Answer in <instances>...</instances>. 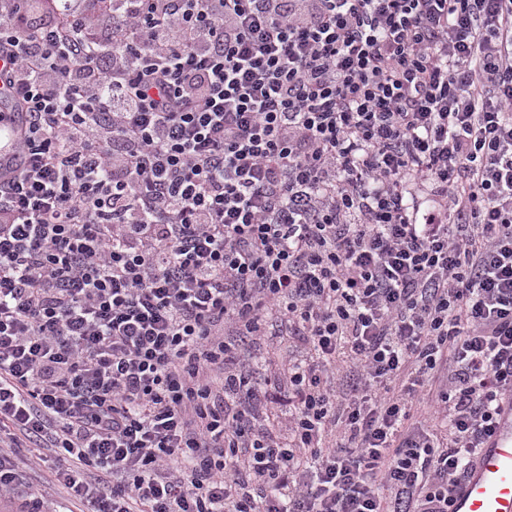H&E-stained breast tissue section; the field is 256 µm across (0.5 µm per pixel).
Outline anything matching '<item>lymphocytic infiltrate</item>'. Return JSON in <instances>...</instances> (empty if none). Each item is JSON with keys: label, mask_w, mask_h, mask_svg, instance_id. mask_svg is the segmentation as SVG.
Segmentation results:
<instances>
[{"label": "lymphocytic infiltrate", "mask_w": 512, "mask_h": 512, "mask_svg": "<svg viewBox=\"0 0 512 512\" xmlns=\"http://www.w3.org/2000/svg\"><path fill=\"white\" fill-rule=\"evenodd\" d=\"M14 112L0 496L26 448L86 512H448L512 395V0H0ZM278 346L282 351L288 350V338L282 340L281 343L278 342L272 344L267 336H263L258 338L255 343L252 344L251 355L255 362L256 377L263 378V376L266 374V360L269 358V356L272 355V352L276 351Z\"/></svg>", "instance_id": "1"}]
</instances>
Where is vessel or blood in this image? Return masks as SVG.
Wrapping results in <instances>:
<instances>
[{
	"label": "vessel or blood",
	"mask_w": 512,
	"mask_h": 512,
	"mask_svg": "<svg viewBox=\"0 0 512 512\" xmlns=\"http://www.w3.org/2000/svg\"><path fill=\"white\" fill-rule=\"evenodd\" d=\"M450 512H512V397L500 403L493 433L458 485Z\"/></svg>",
	"instance_id": "1"
}]
</instances>
